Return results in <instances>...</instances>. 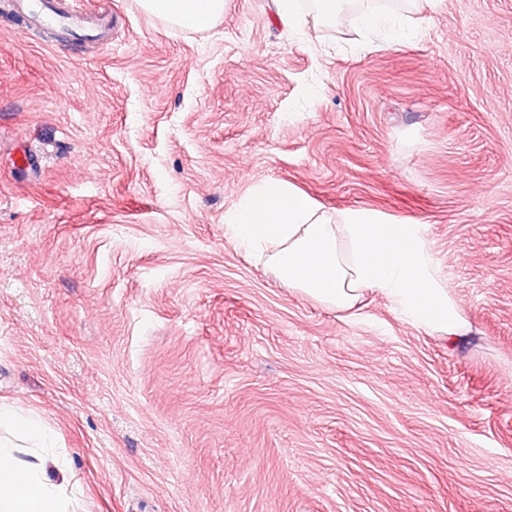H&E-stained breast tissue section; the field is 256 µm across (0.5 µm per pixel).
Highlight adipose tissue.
<instances>
[{
  "label": "adipose tissue",
  "instance_id": "obj_1",
  "mask_svg": "<svg viewBox=\"0 0 512 512\" xmlns=\"http://www.w3.org/2000/svg\"><path fill=\"white\" fill-rule=\"evenodd\" d=\"M145 13L203 31L224 14V0H134ZM237 244L298 292L346 313L366 295L386 301L409 326L449 344L471 328L433 259L421 225L390 231L369 209L327 214L292 185L268 182L225 218ZM0 512H76L74 487L50 472L58 464L52 432L40 421L0 407Z\"/></svg>",
  "mask_w": 512,
  "mask_h": 512
}]
</instances>
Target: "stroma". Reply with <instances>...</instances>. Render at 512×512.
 <instances>
[{
    "mask_svg": "<svg viewBox=\"0 0 512 512\" xmlns=\"http://www.w3.org/2000/svg\"><path fill=\"white\" fill-rule=\"evenodd\" d=\"M70 5L105 38L0 0V405L80 512H512V0ZM267 181L422 225L475 335L288 288L224 223ZM145 13L183 29L203 31L224 14V0H134Z\"/></svg>",
    "mask_w": 512,
    "mask_h": 512,
    "instance_id": "obj_1",
    "label": "stroma"
}]
</instances>
